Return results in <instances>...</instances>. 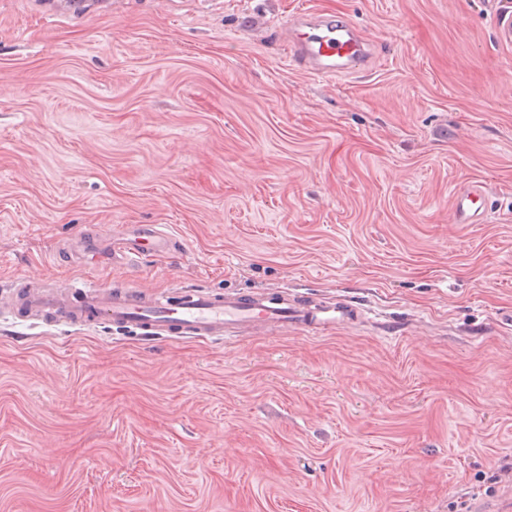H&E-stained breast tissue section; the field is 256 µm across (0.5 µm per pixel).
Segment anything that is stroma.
<instances>
[{
  "label": "stroma",
  "mask_w": 512,
  "mask_h": 512,
  "mask_svg": "<svg viewBox=\"0 0 512 512\" xmlns=\"http://www.w3.org/2000/svg\"><path fill=\"white\" fill-rule=\"evenodd\" d=\"M0 0V302L21 281L285 292L230 343L0 309V512H512V46L484 0ZM303 8L367 67L285 55ZM479 181L489 220L457 223ZM179 248L82 265L85 236ZM286 50L310 76L331 79L365 65L370 44L362 30L347 19L300 10L286 26ZM170 244V235L154 224H128L110 237L112 262L137 265L151 253H163Z\"/></svg>",
  "instance_id": "1"
}]
</instances>
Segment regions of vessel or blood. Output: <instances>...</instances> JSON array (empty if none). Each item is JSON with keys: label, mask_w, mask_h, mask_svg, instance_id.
Here are the masks:
<instances>
[{"label": "vessel or blood", "mask_w": 512, "mask_h": 512, "mask_svg": "<svg viewBox=\"0 0 512 512\" xmlns=\"http://www.w3.org/2000/svg\"><path fill=\"white\" fill-rule=\"evenodd\" d=\"M286 50L310 76L331 79L365 65L370 44L362 30L347 19L308 9L286 26ZM486 186L472 182L458 188L453 210L457 223L480 224L489 213ZM170 236L153 224H129L112 234L113 262L134 266L152 253L165 252ZM26 312L52 325H93L106 322L133 328L146 336L228 339L249 324L274 323L311 332L346 323L352 316L345 304L291 301L280 293L213 294L180 290L145 294L137 284L115 292L95 282L73 283L67 294L32 290L23 302Z\"/></svg>", "instance_id": "1"}]
</instances>
